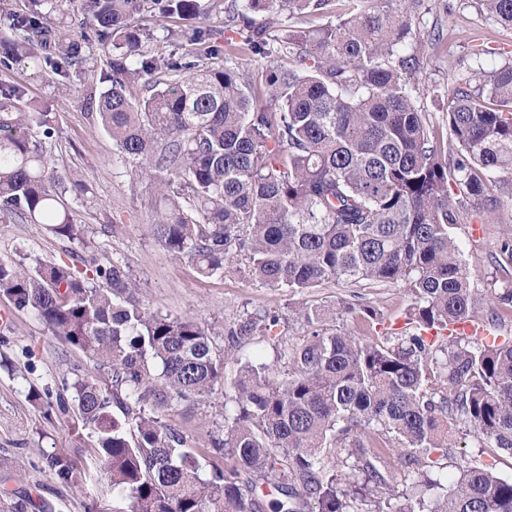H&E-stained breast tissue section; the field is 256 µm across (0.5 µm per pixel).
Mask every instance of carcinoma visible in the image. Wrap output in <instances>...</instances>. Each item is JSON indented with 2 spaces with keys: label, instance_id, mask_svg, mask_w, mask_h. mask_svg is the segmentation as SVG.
Returning <instances> with one entry per match:
<instances>
[{
  "label": "carcinoma",
  "instance_id": "carcinoma-1",
  "mask_svg": "<svg viewBox=\"0 0 512 512\" xmlns=\"http://www.w3.org/2000/svg\"><path fill=\"white\" fill-rule=\"evenodd\" d=\"M331 2L241 0L224 25L241 31L250 53L277 57L249 79L222 60L192 61L199 49L224 55L218 29L168 31L194 45L177 57L145 49L151 34L140 15L152 8L189 20L197 0H84L79 20L65 13L66 0L6 12L21 32L0 42L6 67L26 62L67 79L92 43L112 49L106 87L86 85L84 101L164 200L152 231L166 252L204 277L224 276L241 256L250 277L292 296L341 281L401 283L414 299L408 329L380 344L315 331L290 349L282 379L243 362L225 434L212 437L215 454L231 462L204 479L168 411L207 397L224 361L273 335L280 314L238 320L221 358L199 322L143 307L119 261L83 257L79 269L0 257V296L89 360L91 370L63 380L71 405L60 406L95 438L112 491L132 512H263V483L281 494L269 512H304L311 501L313 512H512V480L493 465L459 456L449 491L432 458L451 455L460 425L512 455V341L463 345L444 334L486 304L451 229L464 212L494 213L500 194L512 196L497 178L512 172V63L451 79L440 143L403 80L421 67L408 52L421 0H370L276 44L256 20L282 10L323 16ZM479 2L489 19L512 26V0ZM140 80L149 91L141 99L131 93ZM54 135V116L29 103L23 86L0 84V215L83 246L85 225L66 194L90 187L50 163ZM343 310L379 320L372 305ZM295 314L313 325L336 312ZM45 462L72 480L67 458ZM407 482L412 492L399 494Z\"/></svg>",
  "mask_w": 512,
  "mask_h": 512
}]
</instances>
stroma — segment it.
I'll use <instances>...</instances> for the list:
<instances>
[{
    "label": "stroma",
    "instance_id": "35a3bbf8",
    "mask_svg": "<svg viewBox=\"0 0 512 512\" xmlns=\"http://www.w3.org/2000/svg\"><path fill=\"white\" fill-rule=\"evenodd\" d=\"M198 4L199 16L194 20H165L154 11L141 17L140 25L152 34L148 50L162 56L180 53L178 41L166 37L168 29L188 32L196 27H222L234 0H198ZM414 24L422 66L409 74L408 88L438 129L452 75L512 61V28L487 19L476 0H423ZM1 80L23 85L30 98L54 113L51 161L83 175L91 186L92 198L70 193L66 200L78 222L85 224L98 262L118 260L128 266L140 285V299L146 308L197 320L209 332L216 352L224 350L225 325L266 309L283 315L277 340L249 341L242 346L239 359L267 363L277 370L284 367L285 349L312 332L296 318L294 307L337 308L336 318L323 323V332H351L378 343L385 333L404 327L412 296L400 285L354 290L330 283L293 297L286 290L268 288L250 278L241 261L224 276L199 275L191 262L172 256L157 244L151 224L159 210L158 199L88 113L79 79H72L66 88L51 76L34 75L28 66L16 63L0 68ZM453 234L474 288L489 300L479 312V320L492 336L512 340V310L494 301L498 290L512 283V260L498 249L501 237L512 236V200H504L495 221L483 212L464 213ZM71 249L69 242L39 225L0 221L2 257L24 256L32 263L57 261L66 258ZM356 298L379 310L378 324L364 325L355 315L339 311V304ZM237 361H225L223 378L200 404L180 405L169 412V422L184 433L205 467L215 460L209 433L223 413L234 407ZM87 367L84 354L64 347L33 312L16 309L0 296V501L29 496L33 506L28 512H38L41 502L49 504L51 512H130L129 500L112 492L110 476L95 452L94 437L74 430L70 414L46 411L43 403L30 395L34 389L58 395L63 377L73 369ZM46 450L74 463L75 482H62L48 469L42 460Z\"/></svg>",
    "mask_w": 512,
    "mask_h": 512
}]
</instances>
